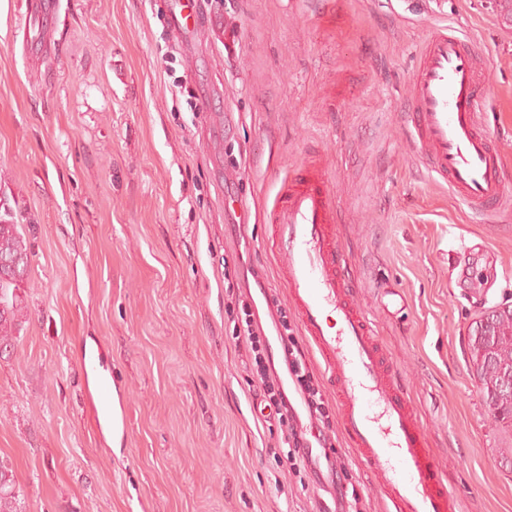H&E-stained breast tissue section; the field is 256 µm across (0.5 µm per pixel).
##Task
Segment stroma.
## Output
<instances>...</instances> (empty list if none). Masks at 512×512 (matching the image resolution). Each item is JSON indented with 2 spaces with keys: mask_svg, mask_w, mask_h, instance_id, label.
Returning a JSON list of instances; mask_svg holds the SVG:
<instances>
[{
  "mask_svg": "<svg viewBox=\"0 0 512 512\" xmlns=\"http://www.w3.org/2000/svg\"><path fill=\"white\" fill-rule=\"evenodd\" d=\"M0 0V219L29 248L24 319L0 354V462L23 512H333L384 503L345 473L293 469L260 416L227 318L225 266L287 289L263 222L314 158L343 211L357 300L397 365L463 512H512V424L470 370L476 319L512 304V204L459 203L402 122L417 48L447 22L480 45L487 130L512 193V22L504 0H196L177 42L163 0H60L43 57ZM120 396L113 451L86 345Z\"/></svg>",
  "mask_w": 512,
  "mask_h": 512,
  "instance_id": "35a3bbf8",
  "label": "stroma"
}]
</instances>
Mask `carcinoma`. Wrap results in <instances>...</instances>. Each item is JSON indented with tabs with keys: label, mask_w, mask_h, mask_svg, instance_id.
I'll list each match as a JSON object with an SVG mask.
<instances>
[{
	"label": "carcinoma",
	"mask_w": 512,
	"mask_h": 512,
	"mask_svg": "<svg viewBox=\"0 0 512 512\" xmlns=\"http://www.w3.org/2000/svg\"><path fill=\"white\" fill-rule=\"evenodd\" d=\"M21 258L19 278L3 289L0 301V348L11 345L14 332L22 319V307L16 290L23 282L28 266L27 247L21 238L17 225L0 221V259ZM486 336L472 330L468 347L474 376L481 384L485 403L490 414L500 422L512 421V391L503 386L512 375V308L494 316ZM0 512H21L18 507V493L12 471L0 464Z\"/></svg>",
	"instance_id": "1"
}]
</instances>
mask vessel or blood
<instances>
[{
  "mask_svg": "<svg viewBox=\"0 0 512 512\" xmlns=\"http://www.w3.org/2000/svg\"><path fill=\"white\" fill-rule=\"evenodd\" d=\"M182 41L197 31L195 0H168ZM477 42L453 25L433 28L417 53L404 120L418 161L473 209L504 206L501 156L482 123L488 79ZM300 330L334 394L342 433L389 503L388 512H459L399 370L358 306L344 274L340 212L323 165L291 173L265 216Z\"/></svg>",
  "mask_w": 512,
  "mask_h": 512,
  "instance_id": "vessel-or-blood-1",
  "label": "vessel or blood"
}]
</instances>
